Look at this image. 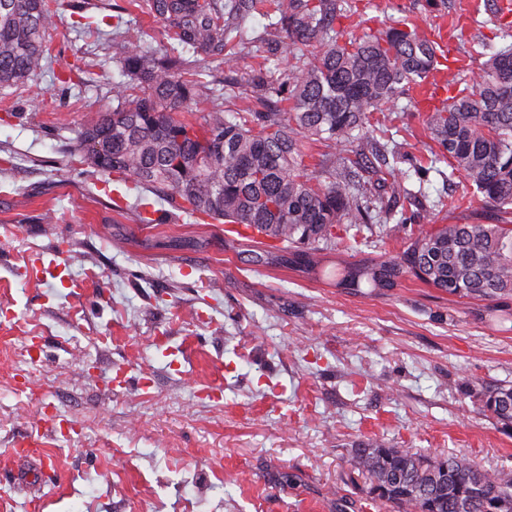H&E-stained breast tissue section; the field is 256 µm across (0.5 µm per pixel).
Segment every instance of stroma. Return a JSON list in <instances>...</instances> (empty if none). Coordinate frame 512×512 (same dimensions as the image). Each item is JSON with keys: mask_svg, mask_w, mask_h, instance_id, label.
<instances>
[{"mask_svg": "<svg viewBox=\"0 0 512 512\" xmlns=\"http://www.w3.org/2000/svg\"><path fill=\"white\" fill-rule=\"evenodd\" d=\"M450 54L479 68L500 46L494 0H461ZM61 0L51 57L0 93V512H390L351 465L367 439L453 452L512 470V430L479 414L465 379L512 385V323L412 278L338 288L251 264L224 227L183 218L138 226L113 210L114 185L68 151L112 109L121 40L78 34ZM345 27L406 18L449 25L426 0H361ZM82 60L83 84L56 75ZM377 117L405 152L432 142L415 112ZM463 179L431 175L425 197L391 200L396 220L337 236L331 261L394 255L424 209L452 224L471 213ZM51 222H44V215ZM56 251V278L30 274ZM65 418L44 429L41 412ZM32 456L16 459L18 442Z\"/></svg>", "mask_w": 512, "mask_h": 512, "instance_id": "stroma-1", "label": "stroma"}]
</instances>
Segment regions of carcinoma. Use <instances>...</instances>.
Instances as JSON below:
<instances>
[{"instance_id":"cac0c4a2","label":"carcinoma","mask_w":512,"mask_h":512,"mask_svg":"<svg viewBox=\"0 0 512 512\" xmlns=\"http://www.w3.org/2000/svg\"><path fill=\"white\" fill-rule=\"evenodd\" d=\"M161 24L170 48L142 40L137 18L116 4L112 13L87 15L88 0L72 5L81 33L111 28L122 38L116 60L123 80L112 86L117 106L101 112L78 135L91 173L164 196L173 208L205 221L244 226L225 237L235 250L256 244L252 262L279 265L333 282L338 288H394L414 277L450 297L486 303L499 324L512 322V22L499 24L502 46L462 78L449 70L440 45L406 20L385 30L348 37L337 28L353 0H130ZM258 12L267 23V55L249 80L263 107L224 109V93L188 74L192 58L236 72L245 21ZM54 0H0V91L24 86L44 68L46 36L56 27ZM448 72L447 97L424 110L435 144L426 164L366 136L373 114L405 98L435 73ZM206 99L193 121L183 113ZM339 148L307 165L309 145ZM447 179L462 174L472 196L497 214V223L433 224L398 255L328 267L321 245L342 231L353 238L382 213V191L405 198V181H426L438 163ZM372 169L368 186L360 171ZM131 213L136 224H157L147 197ZM479 387V411L512 427V387ZM352 465L368 493L394 512H512V473L490 471L454 454L426 455L371 440L352 450Z\"/></svg>"}]
</instances>
